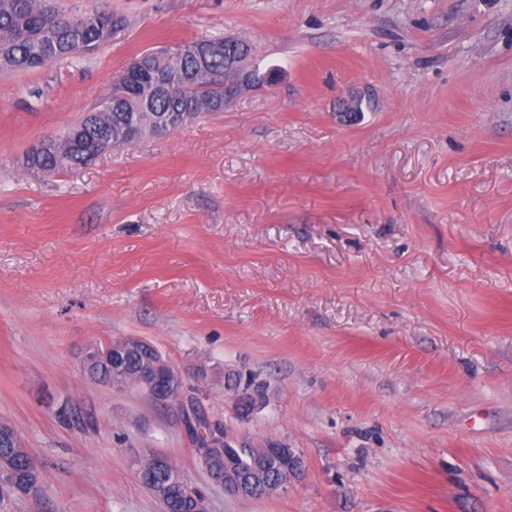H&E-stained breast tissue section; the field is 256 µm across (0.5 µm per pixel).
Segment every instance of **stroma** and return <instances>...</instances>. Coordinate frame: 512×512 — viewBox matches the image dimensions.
<instances>
[{
    "label": "stroma",
    "instance_id": "35a3bbf8",
    "mask_svg": "<svg viewBox=\"0 0 512 512\" xmlns=\"http://www.w3.org/2000/svg\"><path fill=\"white\" fill-rule=\"evenodd\" d=\"M61 5L126 26L0 75V422L47 493L8 512H161L131 465L148 452L209 512H512V0ZM205 35L250 40L278 82L86 168H22L135 56ZM126 337L179 370L182 403L85 369ZM194 409L295 449L304 478L226 495Z\"/></svg>",
    "mask_w": 512,
    "mask_h": 512
}]
</instances>
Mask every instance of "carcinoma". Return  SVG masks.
I'll return each mask as SVG.
<instances>
[{"instance_id":"cac0c4a2","label":"carcinoma","mask_w":512,"mask_h":512,"mask_svg":"<svg viewBox=\"0 0 512 512\" xmlns=\"http://www.w3.org/2000/svg\"><path fill=\"white\" fill-rule=\"evenodd\" d=\"M114 14L105 7L83 13L60 10L50 0H0V71L34 72L60 60H79L112 40L117 28ZM221 39L204 36L178 53L164 58L147 57L148 72L157 82L145 84L137 78L114 83L98 105L69 127L72 138L47 150L29 151L21 165L30 173L46 176L73 171L92 164L101 150L119 147L138 135L175 131L189 122L224 111V69L227 58H247L253 44L241 40L224 46L200 65L190 47ZM28 456L22 445L8 448L0 442V463L13 468L27 487L28 496L44 495L39 471L25 466ZM270 466L259 476L253 499L270 496L272 486L286 477L290 459L269 453Z\"/></svg>"}]
</instances>
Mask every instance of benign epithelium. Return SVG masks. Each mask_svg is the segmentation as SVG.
I'll list each match as a JSON object with an SVG mask.
<instances>
[{
  "instance_id": "benign-epithelium-1",
  "label": "benign epithelium",
  "mask_w": 512,
  "mask_h": 512,
  "mask_svg": "<svg viewBox=\"0 0 512 512\" xmlns=\"http://www.w3.org/2000/svg\"><path fill=\"white\" fill-rule=\"evenodd\" d=\"M232 84L235 89L225 94L224 104L231 103L242 92L256 86L267 85L275 80L272 72L258 76L246 67L245 62L236 58L230 62ZM140 340L124 338L112 346V353L100 352L96 346L86 348L83 363L92 372L107 370L104 381L114 388L125 389L133 386L143 392L152 402L164 406L174 404L183 396V380L180 372L171 363L157 357L141 374L131 378L126 367L127 353ZM243 448V442L233 440L217 428H208L207 442L200 444L203 466L210 479L224 487L230 496L243 497L250 492L249 476L241 474L224 464L226 455ZM136 472L141 481L153 487L152 494L159 500L163 512H170L177 499L184 502L188 512H208L207 502L201 495L185 493L187 485L179 476H169L168 460L159 454H139L133 458Z\"/></svg>"
}]
</instances>
